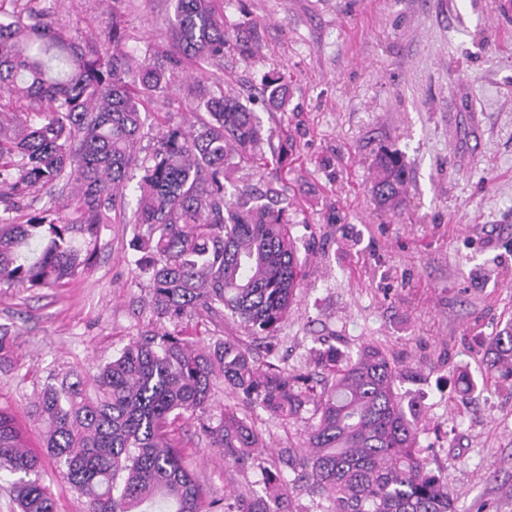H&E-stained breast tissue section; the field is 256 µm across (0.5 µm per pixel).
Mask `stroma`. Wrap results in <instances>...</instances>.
Segmentation results:
<instances>
[{
	"label": "stroma",
	"mask_w": 512,
	"mask_h": 512,
	"mask_svg": "<svg viewBox=\"0 0 512 512\" xmlns=\"http://www.w3.org/2000/svg\"><path fill=\"white\" fill-rule=\"evenodd\" d=\"M77 42L111 55L102 33L120 22L132 64L170 46L169 0H37ZM227 22L248 15L264 30L254 59L225 54L183 63L160 122L197 119L191 87L246 96L264 76L293 86L287 111L260 115L272 154L288 143L287 196L296 201L304 278L275 350L287 370L313 367L328 346L370 344L399 366L415 404L423 454L440 470L457 512H512V389L491 367L488 342L512 323V11L495 0H221ZM402 152L405 204L377 206L373 161ZM137 183L98 238L92 265L62 284L0 288V327L17 345L0 365V407L41 453L34 402L56 375L86 374L144 333L168 329L145 281L133 277ZM335 223H327L328 213ZM269 448L301 441L302 423L248 414ZM176 438L206 500L257 487V466L225 463L184 418ZM42 482L56 512H87L54 460Z\"/></svg>",
	"instance_id": "obj_1"
}]
</instances>
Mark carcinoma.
Wrapping results in <instances>:
<instances>
[{
    "mask_svg": "<svg viewBox=\"0 0 512 512\" xmlns=\"http://www.w3.org/2000/svg\"><path fill=\"white\" fill-rule=\"evenodd\" d=\"M0 0V93L20 104L0 136V188L12 198L54 186L69 211L24 224L0 219V288L38 290L91 265L103 225L121 207L134 168L141 171L134 238L146 261L151 304L172 323L203 312L230 318L255 339L276 334L302 281L289 206L272 181L238 184L244 163L268 164L256 111L239 98L205 93L204 116L187 129L161 126L151 154L139 160L143 114L164 97L169 75L183 61L213 62L234 51L250 60L261 46L260 26L248 17L224 24L216 0H170L172 50H145L128 80L127 55L104 59L46 15H6ZM290 84L265 77L258 99L267 112H284ZM407 164L396 150L376 157L372 192L393 210L406 200ZM490 350L508 362L512 381V324L492 337ZM323 371L289 373L267 352L224 341L203 351L164 331L142 335L97 367L92 393L65 374L35 401L47 424L45 448L67 481L87 499L88 512H201L202 490L184 465L168 427L183 416L198 420L224 459L244 464L263 447V434L232 409L214 422L209 398L215 372L225 388L254 409L305 424V441L278 450L260 467L262 489L224 496L209 512H290L302 492L323 512H456L441 472L419 455L418 411L404 403L399 367L380 348L351 355L335 348L315 361ZM0 469L16 476L20 512H56L40 479V461L24 445L12 414L0 408Z\"/></svg>",
    "mask_w": 512,
    "mask_h": 512,
    "instance_id": "obj_1",
    "label": "carcinoma"
}]
</instances>
